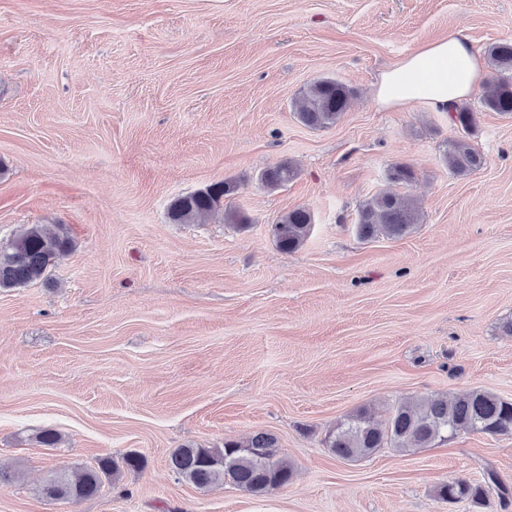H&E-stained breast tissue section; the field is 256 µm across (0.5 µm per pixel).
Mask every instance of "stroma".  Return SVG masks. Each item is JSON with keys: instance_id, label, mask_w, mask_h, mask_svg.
Masks as SVG:
<instances>
[{"instance_id": "obj_1", "label": "stroma", "mask_w": 512, "mask_h": 512, "mask_svg": "<svg viewBox=\"0 0 512 512\" xmlns=\"http://www.w3.org/2000/svg\"><path fill=\"white\" fill-rule=\"evenodd\" d=\"M476 54L512 40V0H0V244L62 224L47 276L0 290V512H512L439 502L449 482L512 487V434L462 431L412 453L346 461L323 440L366 408L472 389L512 401V116L463 135L423 103L377 106L374 84L450 35ZM321 78L356 92L324 130L295 115ZM466 137L483 168L442 156ZM292 162L275 190L259 176ZM416 171L421 221L365 241L362 203ZM227 178L247 228L172 223L170 201ZM307 207L295 252L271 224ZM57 431L54 447L37 442ZM273 434L292 463L263 496L201 492L174 450ZM140 453L80 503L42 498L52 474Z\"/></svg>"}]
</instances>
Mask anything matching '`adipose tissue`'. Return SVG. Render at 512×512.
I'll return each instance as SVG.
<instances>
[{"mask_svg": "<svg viewBox=\"0 0 512 512\" xmlns=\"http://www.w3.org/2000/svg\"><path fill=\"white\" fill-rule=\"evenodd\" d=\"M483 78V64L466 38L452 35L423 45L398 65L387 69L375 85L384 108L427 103L450 112L467 99Z\"/></svg>", "mask_w": 512, "mask_h": 512, "instance_id": "obj_1", "label": "adipose tissue"}]
</instances>
